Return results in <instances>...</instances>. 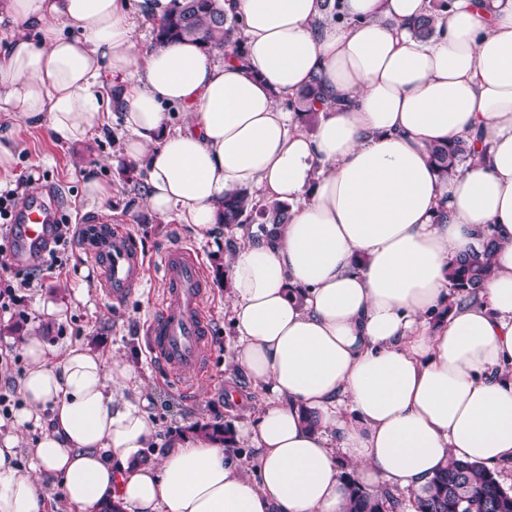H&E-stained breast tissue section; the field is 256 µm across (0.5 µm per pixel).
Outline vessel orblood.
Masks as SVG:
<instances>
[{"label": "vessel or blood", "mask_w": 512, "mask_h": 512, "mask_svg": "<svg viewBox=\"0 0 512 512\" xmlns=\"http://www.w3.org/2000/svg\"><path fill=\"white\" fill-rule=\"evenodd\" d=\"M18 255L43 251L51 243L52 213L38 199L18 211ZM79 244L97 270L105 295L122 302L140 281L145 258L129 235L111 223L91 220L79 227ZM166 299L146 325V345L154 362L192 390L209 352V317L204 306L207 293L199 256L189 247L172 244L160 250Z\"/></svg>", "instance_id": "1"}]
</instances>
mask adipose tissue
Returning <instances> with one entry per match:
<instances>
[{"instance_id":"ef3b65f1","label":"adipose tissue","mask_w":512,"mask_h":512,"mask_svg":"<svg viewBox=\"0 0 512 512\" xmlns=\"http://www.w3.org/2000/svg\"><path fill=\"white\" fill-rule=\"evenodd\" d=\"M172 6L0 0V112L79 143L119 83L138 205L207 233L226 191L289 204L288 223L236 229L224 270L232 366L266 394L233 433L257 468L200 434L155 452L122 358L28 335L0 512H46L48 486L74 512H346L353 483L418 492L453 458L512 461V0H452L425 42L411 28L430 0H340L344 21L319 28L320 0H225L239 59L140 46L139 21ZM315 77L333 102L309 134L277 100ZM458 138L475 160L442 179L429 150ZM490 228L479 301L449 307L454 259Z\"/></svg>"}]
</instances>
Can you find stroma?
I'll list each match as a JSON object with an SVG mask.
<instances>
[{
  "label": "stroma",
  "mask_w": 512,
  "mask_h": 512,
  "mask_svg": "<svg viewBox=\"0 0 512 512\" xmlns=\"http://www.w3.org/2000/svg\"><path fill=\"white\" fill-rule=\"evenodd\" d=\"M4 131L11 134L17 161L11 174L0 180L7 187H18L19 200L47 191L50 204L68 223L78 225L95 215L112 219L125 227L138 250L148 257L171 242L194 248L208 281L204 304L210 317L211 353L195 395L184 393L155 367L145 342V325L163 301L157 267L146 265L134 294L116 305L106 297L95 272L75 246L64 255L62 267L44 273L33 287L16 289L11 309L0 310V393L20 401L27 361L18 344L21 336L35 333L59 346L83 344L104 359L118 356L131 364L149 397L148 409L162 442L189 434L193 425L216 417L230 426L252 418L265 393L229 364L233 331L226 305L228 286L216 274L217 265L228 253L225 243L229 234L224 227L216 226L202 235L177 218L132 208L138 192L118 175L124 162L120 140L125 136L120 116L112 117L110 128L77 144L58 142L44 127L0 113V133ZM90 174L112 189L111 197L102 204L90 203L85 195L84 182ZM50 302L61 305V312L45 313Z\"/></svg>",
  "instance_id": "35a3bbf8"
}]
</instances>
